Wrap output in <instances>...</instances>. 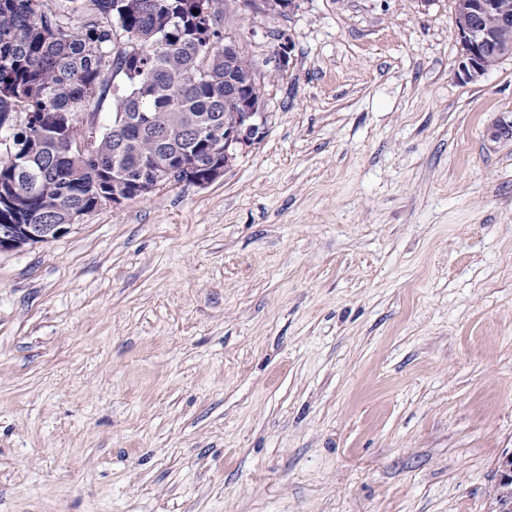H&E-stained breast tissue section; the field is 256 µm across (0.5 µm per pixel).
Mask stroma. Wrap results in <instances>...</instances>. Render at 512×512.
I'll use <instances>...</instances> for the list:
<instances>
[{
  "instance_id": "35a3bbf8",
  "label": "stroma",
  "mask_w": 512,
  "mask_h": 512,
  "mask_svg": "<svg viewBox=\"0 0 512 512\" xmlns=\"http://www.w3.org/2000/svg\"><path fill=\"white\" fill-rule=\"evenodd\" d=\"M454 0H226L263 136L0 251V512H495L512 57ZM498 1H455L454 23L458 36L456 75L465 82L479 81L486 74L484 60L489 70L497 65L498 56L501 59L512 56V46L501 43L496 34L486 28H495L496 17L500 29L512 28V12L508 9V7L512 9V0L499 1L507 4L508 7L501 5ZM491 14L496 17L487 16ZM491 49L495 54H489L485 59L487 51Z\"/></svg>"
}]
</instances>
